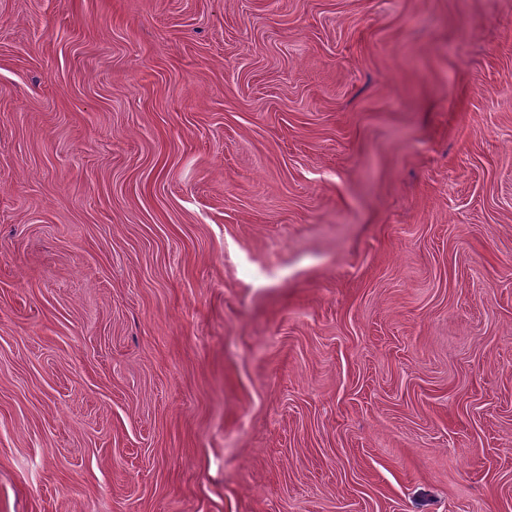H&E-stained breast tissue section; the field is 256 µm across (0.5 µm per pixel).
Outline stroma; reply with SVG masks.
<instances>
[{
    "label": "stroma",
    "mask_w": 512,
    "mask_h": 512,
    "mask_svg": "<svg viewBox=\"0 0 512 512\" xmlns=\"http://www.w3.org/2000/svg\"><path fill=\"white\" fill-rule=\"evenodd\" d=\"M0 512H512V0H0Z\"/></svg>",
    "instance_id": "obj_1"
}]
</instances>
